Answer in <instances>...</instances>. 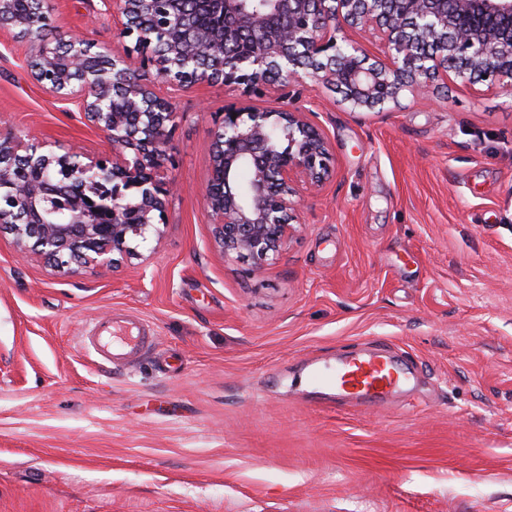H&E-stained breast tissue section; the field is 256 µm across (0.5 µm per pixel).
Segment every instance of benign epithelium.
<instances>
[{"label":"benign epithelium","instance_id":"benign-epithelium-1","mask_svg":"<svg viewBox=\"0 0 512 512\" xmlns=\"http://www.w3.org/2000/svg\"><path fill=\"white\" fill-rule=\"evenodd\" d=\"M27 13L0 0V28L36 37L32 17L44 0H23ZM178 16L157 42L164 17L156 0H112L124 44L92 51L75 37L65 54L45 50L34 78L58 98L80 105L111 143L108 155L34 135L0 137V233L22 252L32 251L60 270L115 266L140 255L137 247L159 235L175 183L167 146L176 112L169 85L221 83L250 95L290 84L341 94L352 111L397 104L401 92L425 94L448 76L496 82L512 89V0H202L224 24L206 28L179 14L181 0H166ZM373 35L385 59H370L345 29ZM154 69L152 84L140 72ZM123 101L116 110L111 101ZM204 199L214 245L261 272L274 264L297 231L295 184L321 190L333 175L331 145L305 113L264 111L243 100L224 112ZM251 176L240 187L238 174ZM61 202L67 220L44 217Z\"/></svg>","mask_w":512,"mask_h":512}]
</instances>
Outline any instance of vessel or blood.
Returning a JSON list of instances; mask_svg holds the SVG:
<instances>
[{
  "label": "vessel or blood",
  "mask_w": 512,
  "mask_h": 512,
  "mask_svg": "<svg viewBox=\"0 0 512 512\" xmlns=\"http://www.w3.org/2000/svg\"><path fill=\"white\" fill-rule=\"evenodd\" d=\"M93 344L102 360L127 363L148 348L149 338L135 321L113 319L99 324ZM327 381L335 385L339 403L354 406L381 404L404 385L398 359L383 348L360 353L342 363Z\"/></svg>",
  "instance_id": "obj_1"
}]
</instances>
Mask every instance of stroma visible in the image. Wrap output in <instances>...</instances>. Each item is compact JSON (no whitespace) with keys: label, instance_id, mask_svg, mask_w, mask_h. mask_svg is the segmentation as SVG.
Masks as SVG:
<instances>
[{"label":"stroma","instance_id":"obj_1","mask_svg":"<svg viewBox=\"0 0 512 512\" xmlns=\"http://www.w3.org/2000/svg\"><path fill=\"white\" fill-rule=\"evenodd\" d=\"M47 9L46 40L0 29V134L108 153L30 61L72 33L117 44L112 4ZM163 94L177 192L143 258L68 274L0 236V512H512V92L452 76L380 112L252 95L308 113L335 168L259 273L214 247L203 197L241 89ZM120 313L152 336L133 367L84 345ZM375 341L409 370L395 399L313 382Z\"/></svg>","mask_w":512,"mask_h":512}]
</instances>
